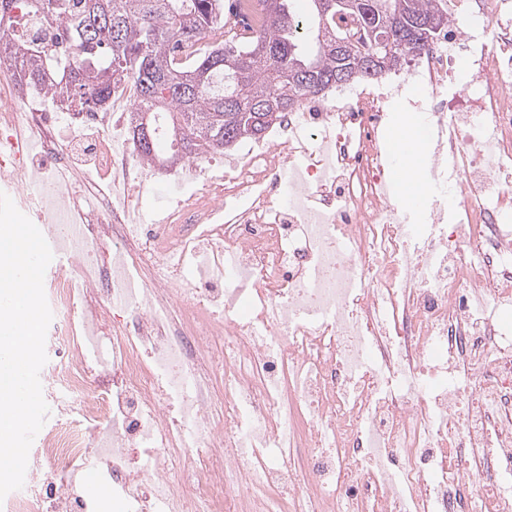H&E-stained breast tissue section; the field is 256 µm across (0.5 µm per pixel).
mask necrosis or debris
<instances>
[{
  "mask_svg": "<svg viewBox=\"0 0 512 512\" xmlns=\"http://www.w3.org/2000/svg\"><path fill=\"white\" fill-rule=\"evenodd\" d=\"M15 14L0 176L71 260L45 289L67 415L37 450L59 482L0 512H94L67 480L92 459L134 512H512V0H450L447 36L399 80L304 99L222 169L182 161L159 224L128 221L151 176L125 138L129 84L64 112L13 55L52 30ZM411 78L444 130L430 162L454 173L425 236L379 140ZM246 294L256 316L234 317ZM83 332L110 340V371L80 356ZM104 420L108 438L88 428Z\"/></svg>",
  "mask_w": 512,
  "mask_h": 512,
  "instance_id": "4bbe7bcc",
  "label": "necrosis or debris"
}]
</instances>
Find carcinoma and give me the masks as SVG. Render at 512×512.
Masks as SVG:
<instances>
[{
	"label": "carcinoma",
	"instance_id": "1",
	"mask_svg": "<svg viewBox=\"0 0 512 512\" xmlns=\"http://www.w3.org/2000/svg\"><path fill=\"white\" fill-rule=\"evenodd\" d=\"M307 2L303 26L293 0H259L267 24L241 44L224 34V0H29L48 24L67 14L60 53L21 43L17 57L28 79L46 83L70 109L107 107L112 85L129 82V135L149 125L152 142L137 154L152 165L166 143V161L177 163L224 149L231 132L237 142L259 138L281 112L372 52L383 58L378 77L404 64L412 50L387 60L377 48L383 28L431 20L419 33L425 44L448 31V0H375L355 41L336 31V17L355 13L356 0ZM220 35L222 44L184 56L188 45Z\"/></svg>",
	"mask_w": 512,
	"mask_h": 512
}]
</instances>
